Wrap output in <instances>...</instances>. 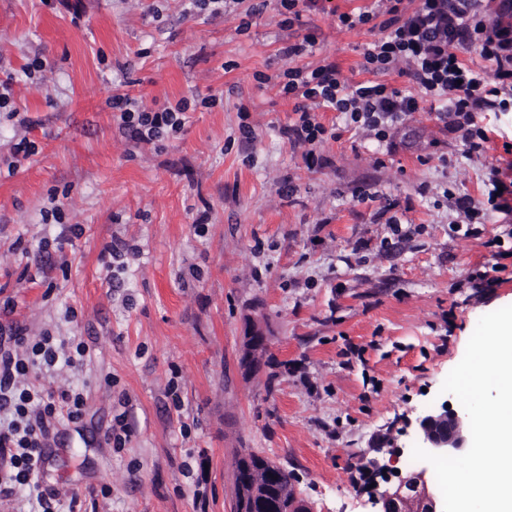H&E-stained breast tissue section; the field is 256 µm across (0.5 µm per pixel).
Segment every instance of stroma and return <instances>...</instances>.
Masks as SVG:
<instances>
[{
  "label": "stroma",
  "mask_w": 512,
  "mask_h": 512,
  "mask_svg": "<svg viewBox=\"0 0 512 512\" xmlns=\"http://www.w3.org/2000/svg\"><path fill=\"white\" fill-rule=\"evenodd\" d=\"M366 5L319 0L291 26L276 0L226 15L0 0V325L86 349L45 377L85 400L44 450L45 493L82 512H232L246 448L291 472L313 512H378L382 474L356 486L355 467L410 471L417 417L458 406L445 378L479 319L512 305V215L459 224L443 192L480 198L491 165L512 179V112L478 115L480 157L427 106L390 147L320 107L322 141L294 146L288 71L328 60L348 82L376 78L362 67L375 31L337 19ZM308 33L312 54H283ZM118 94L187 102L185 124L135 141ZM119 241L137 255L113 261ZM475 271L490 287H469ZM255 324L268 349L248 375ZM120 415L133 433L115 448ZM267 335L258 326L253 325L241 350L240 363L244 369L249 371H257L261 366L259 359V351L261 347L267 346Z\"/></svg>",
  "instance_id": "stroma-1"
}]
</instances>
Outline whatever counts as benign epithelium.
<instances>
[{"label": "benign epithelium", "mask_w": 512, "mask_h": 512, "mask_svg": "<svg viewBox=\"0 0 512 512\" xmlns=\"http://www.w3.org/2000/svg\"><path fill=\"white\" fill-rule=\"evenodd\" d=\"M267 346L264 331L252 326L241 350L240 363L244 369L256 371L261 366L260 348ZM418 427L425 447L431 452L453 455L467 448L470 443V425L467 415L459 410L441 405L427 412L418 420ZM397 483L387 486L377 499L380 512H444V503L431 484L428 467L425 465L405 474L395 473ZM271 502L251 486L250 495L240 493L234 501V512H271Z\"/></svg>", "instance_id": "7a95c632"}]
</instances>
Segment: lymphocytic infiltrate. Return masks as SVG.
<instances>
[{"instance_id":"f902f5d3","label":"lymphocytic infiltrate","mask_w":512,"mask_h":512,"mask_svg":"<svg viewBox=\"0 0 512 512\" xmlns=\"http://www.w3.org/2000/svg\"><path fill=\"white\" fill-rule=\"evenodd\" d=\"M481 7L482 0H418L412 9L405 0H372L359 13L339 14L340 24L349 29L378 25V38L363 53L364 70L396 71L408 76L412 86L403 90L372 81L350 84L332 62L308 73L289 71L283 91L297 98L299 115L287 129L289 139L301 146L320 142L324 129L311 112L323 106L340 112L346 125L385 142L421 103L430 101L442 119L462 131L469 153L485 154L489 137L474 117L512 111V28L486 19ZM471 49L490 62V69L476 70L461 60V52ZM112 106L120 112L122 130L144 143L182 123L171 109H145L126 94L113 97ZM511 205L512 184H505L498 167L492 166L481 200L462 201L458 207L467 223L481 224L488 213ZM84 353L83 346L67 350L47 333L28 338L18 326L0 336V411L12 413L7 425H0V459L12 469L11 483L30 488L39 512H76L64 508L61 499L46 496L37 476L51 433L61 422L81 420L84 399L70 390L44 391L33 376L59 363L73 364Z\"/></svg>"}]
</instances>
